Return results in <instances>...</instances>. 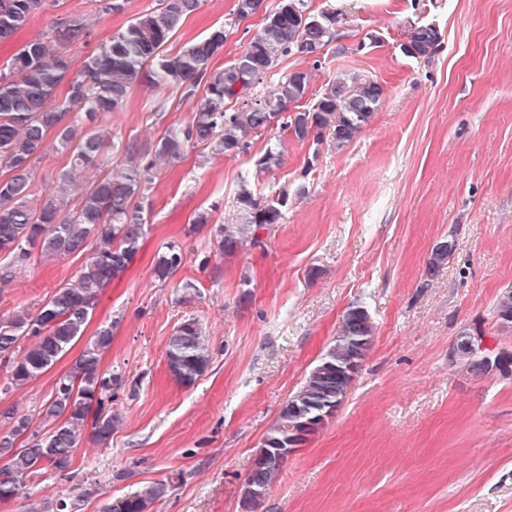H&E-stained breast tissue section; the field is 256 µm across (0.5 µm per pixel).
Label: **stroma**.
<instances>
[{
    "mask_svg": "<svg viewBox=\"0 0 512 512\" xmlns=\"http://www.w3.org/2000/svg\"><path fill=\"white\" fill-rule=\"evenodd\" d=\"M159 4L126 0L123 11L101 16L95 0H57L16 41L0 43V64L19 43L80 20L89 35L69 54L81 66ZM309 9L340 12L338 44L315 59L281 58L256 93L291 70L313 71L314 97L337 74L360 72L383 85L385 106L341 149L329 137L317 148L289 140L275 126L252 137L245 155L191 147L181 161L156 165L141 201L147 235L87 327L117 323L102 367L125 378L115 403L123 423L109 445L83 442L68 476L31 477L26 495L0 502V512H30L46 497L102 512L152 482L171 487L153 512H240L267 430L353 306L372 318V347L336 414L288 458L259 512H512V376L475 378L448 358L464 329L489 350H512V328L495 312L512 286V0H310ZM414 23L442 33L431 59L400 50ZM219 25L227 37L216 68L234 61L263 19L237 20L235 0H202L169 52ZM193 105L181 89L160 95L141 84L98 123L116 145L145 149L169 126L188 123ZM279 141L284 164L252 188L270 199L288 187L284 220L262 231L261 245L219 254L213 230L235 222L241 176ZM200 210L212 222L191 229ZM443 239L455 241V252L426 276ZM171 242L182 263L161 284L153 259ZM83 261L31 259L0 293V316L38 306ZM190 318L212 357L183 387L169 375L165 350ZM79 353L72 348L20 389L0 371V408L41 428L44 402Z\"/></svg>",
    "mask_w": 512,
    "mask_h": 512,
    "instance_id": "stroma-1",
    "label": "stroma"
}]
</instances>
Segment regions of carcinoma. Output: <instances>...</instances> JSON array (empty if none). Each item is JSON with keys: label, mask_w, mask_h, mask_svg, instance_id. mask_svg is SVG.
Here are the masks:
<instances>
[{"label": "carcinoma", "mask_w": 512, "mask_h": 512, "mask_svg": "<svg viewBox=\"0 0 512 512\" xmlns=\"http://www.w3.org/2000/svg\"><path fill=\"white\" fill-rule=\"evenodd\" d=\"M47 0H0V43L11 41L30 20L45 9ZM200 0H162V7L139 14L122 31L100 44L70 76L72 59L67 47L84 34L85 23L54 26L24 42L0 69V254L9 262L0 266V292L12 285L18 269L33 254L44 261L85 255L74 277L56 288L34 310L0 317V356L11 358L8 385L19 388L50 370L84 336L100 295L132 262L147 234L148 225L136 199L152 181L156 162H176L185 149L201 146L211 153L237 156L249 151V137L282 122L295 141L320 145L329 134L341 149L351 143L386 102L378 80L362 73H343L328 84L315 102L301 108L313 73L295 70L261 97L253 89L282 57H316L338 39L336 11L299 12L308 0H281L267 11L263 27L230 65L215 69L213 58L224 49V27L212 28L202 39L169 54L166 46ZM408 43L421 58L440 48L442 34L432 24L412 25ZM142 83L161 93L175 86L192 98L199 85L205 94L197 100L191 120L168 128L152 152L126 147L122 160L112 158V139L98 128L105 112L120 110L131 90ZM242 101L236 109L230 101ZM48 146L68 154L69 162L41 194L32 191V159ZM283 164V151L270 146L255 161V173L270 172ZM90 170L95 179L85 181ZM78 197L69 207L70 197ZM288 186L269 200L254 197L250 180L241 178L238 219L214 230L217 251L233 255L261 244L259 231L284 220ZM455 251L452 240L436 243L427 273L435 274ZM182 261L179 245L170 243L157 254L153 274L165 282ZM500 320L512 318V287L498 296ZM114 319L98 326L67 373L53 386L43 404L44 432L30 430L31 419L8 408L0 413L7 429L0 430V501L24 493L26 481L42 470L58 473L72 464L73 452L84 432L104 446L118 429L120 417L112 401L125 385L119 373L102 369V357L112 345ZM374 324L362 307L349 308L341 333L308 371L302 386L283 406L263 439V448L288 440L293 411L315 416L340 403L352 378L339 373L353 361L366 359L372 346ZM166 362L171 377L182 386L193 384L207 369L211 353L201 326L183 322L170 336ZM282 462L254 465L246 483L268 489ZM170 485L149 483L128 497L116 499L104 512H151L168 495Z\"/></svg>", "instance_id": "obj_1"}]
</instances>
